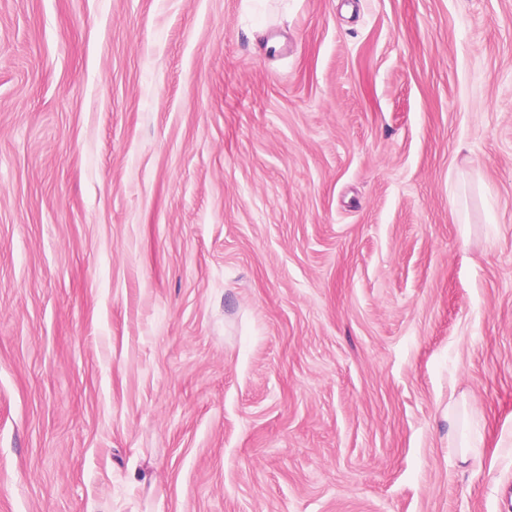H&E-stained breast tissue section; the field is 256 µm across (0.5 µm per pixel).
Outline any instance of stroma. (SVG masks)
<instances>
[{
  "instance_id": "1",
  "label": "stroma",
  "mask_w": 512,
  "mask_h": 512,
  "mask_svg": "<svg viewBox=\"0 0 512 512\" xmlns=\"http://www.w3.org/2000/svg\"><path fill=\"white\" fill-rule=\"evenodd\" d=\"M0 512H512V0H0Z\"/></svg>"
}]
</instances>
